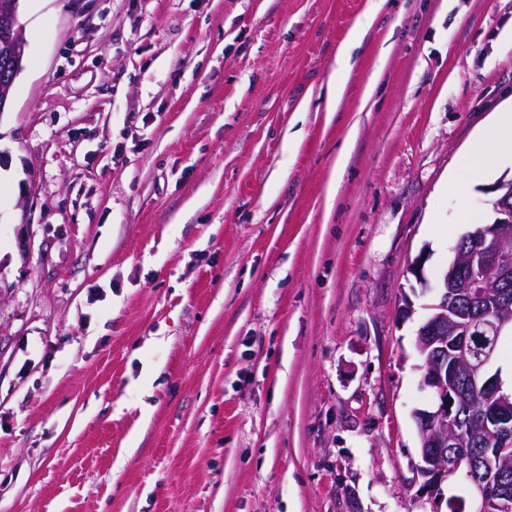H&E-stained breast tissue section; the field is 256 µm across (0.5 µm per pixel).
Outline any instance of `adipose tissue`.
I'll return each instance as SVG.
<instances>
[{"instance_id": "ef3b65f1", "label": "adipose tissue", "mask_w": 512, "mask_h": 512, "mask_svg": "<svg viewBox=\"0 0 512 512\" xmlns=\"http://www.w3.org/2000/svg\"><path fill=\"white\" fill-rule=\"evenodd\" d=\"M500 137L476 141L464 155L455 176L459 185L487 178L503 162L512 158V108L497 115Z\"/></svg>"}]
</instances>
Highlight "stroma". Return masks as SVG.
<instances>
[{
  "label": "stroma",
  "mask_w": 512,
  "mask_h": 512,
  "mask_svg": "<svg viewBox=\"0 0 512 512\" xmlns=\"http://www.w3.org/2000/svg\"><path fill=\"white\" fill-rule=\"evenodd\" d=\"M19 12L0 512H429L415 333L465 231L445 185L512 103V0Z\"/></svg>",
  "instance_id": "1"
}]
</instances>
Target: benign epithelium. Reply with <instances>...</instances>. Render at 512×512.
I'll return each instance as SVG.
<instances>
[{
    "label": "benign epithelium",
    "mask_w": 512,
    "mask_h": 512,
    "mask_svg": "<svg viewBox=\"0 0 512 512\" xmlns=\"http://www.w3.org/2000/svg\"><path fill=\"white\" fill-rule=\"evenodd\" d=\"M0 43L6 48L0 71L1 114L24 67L19 0H0ZM490 191L496 194L495 221L474 225L465 235L468 245L452 248L455 259L416 331L415 346L424 357L423 384L433 391L435 402L412 412L421 439L415 470L432 512H440L445 499L442 483L459 472L466 473L468 512H512V488L500 478L512 466V391L503 389L500 371L493 370L498 342L512 332V177L500 179ZM429 256L425 246L408 266L419 283ZM462 294L479 303L478 312L455 311ZM459 377L480 395L478 405L455 388ZM480 435L495 444L496 466L483 470L469 458V448Z\"/></svg>",
    "instance_id": "benign-epithelium-1"
}]
</instances>
